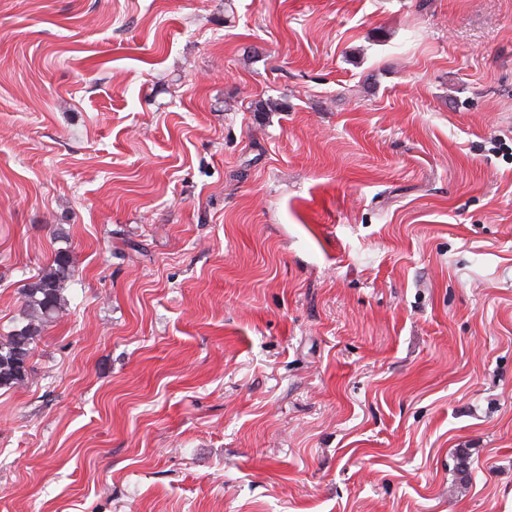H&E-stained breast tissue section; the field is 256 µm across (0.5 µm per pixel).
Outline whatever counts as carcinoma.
<instances>
[{
    "mask_svg": "<svg viewBox=\"0 0 512 512\" xmlns=\"http://www.w3.org/2000/svg\"><path fill=\"white\" fill-rule=\"evenodd\" d=\"M72 275L70 251L61 248L21 288V322L0 336V389L20 386L28 379L32 345L62 311L64 291Z\"/></svg>",
    "mask_w": 512,
    "mask_h": 512,
    "instance_id": "cac0c4a2",
    "label": "carcinoma"
}]
</instances>
